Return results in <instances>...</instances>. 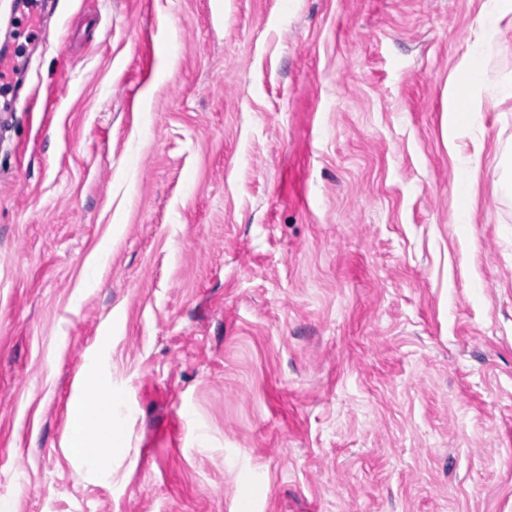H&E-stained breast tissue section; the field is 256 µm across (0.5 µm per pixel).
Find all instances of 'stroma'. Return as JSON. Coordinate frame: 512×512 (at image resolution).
Listing matches in <instances>:
<instances>
[{
  "label": "stroma",
  "instance_id": "stroma-1",
  "mask_svg": "<svg viewBox=\"0 0 512 512\" xmlns=\"http://www.w3.org/2000/svg\"><path fill=\"white\" fill-rule=\"evenodd\" d=\"M51 0L0 131V496L17 512H512V13ZM481 155L453 221L458 152ZM95 363L128 449L76 476ZM510 0H486L485 8L480 15L475 28L468 37V59L460 78L448 87V133L460 125H476L480 123L481 114L475 106L476 92L483 85V71L480 59L485 49L501 34L498 22L507 13L506 5Z\"/></svg>",
  "mask_w": 512,
  "mask_h": 512
}]
</instances>
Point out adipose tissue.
<instances>
[{"label":"adipose tissue","instance_id":"obj_1","mask_svg":"<svg viewBox=\"0 0 512 512\" xmlns=\"http://www.w3.org/2000/svg\"><path fill=\"white\" fill-rule=\"evenodd\" d=\"M511 0H486L485 8L468 40V59L460 78L448 88L447 127L476 125L481 114L475 95L483 85L480 60L486 48L501 34L500 17ZM125 399L122 393L101 387L94 370H87L82 393L70 401V452L80 464L81 475L101 479L112 475V463L126 445L122 417Z\"/></svg>","mask_w":512,"mask_h":512}]
</instances>
